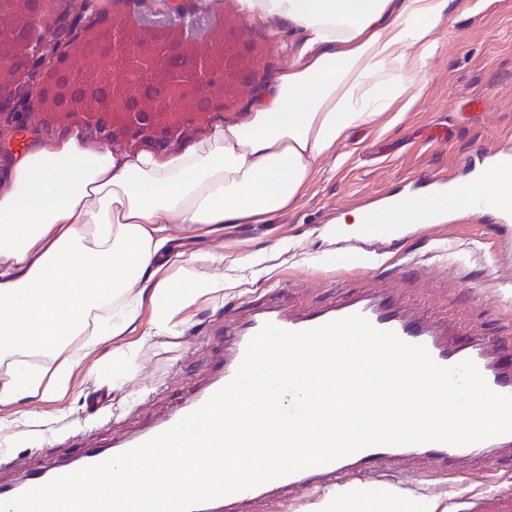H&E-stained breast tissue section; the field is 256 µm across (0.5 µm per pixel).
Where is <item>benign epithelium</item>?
Wrapping results in <instances>:
<instances>
[{"label": "benign epithelium", "instance_id": "7a95c632", "mask_svg": "<svg viewBox=\"0 0 512 512\" xmlns=\"http://www.w3.org/2000/svg\"><path fill=\"white\" fill-rule=\"evenodd\" d=\"M0 0V183L19 138L56 131L53 115L114 146L157 151L237 101L253 46L214 7L163 0Z\"/></svg>", "mask_w": 512, "mask_h": 512}]
</instances>
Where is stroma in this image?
<instances>
[{"mask_svg": "<svg viewBox=\"0 0 512 512\" xmlns=\"http://www.w3.org/2000/svg\"><path fill=\"white\" fill-rule=\"evenodd\" d=\"M238 6L239 0H223L221 8L241 39L255 47L259 63L250 84L262 95L288 61L292 34L287 25L242 17ZM438 38L417 105L400 120L387 113L353 130L317 162L291 208L258 224L227 226L220 237L187 231L176 239L179 251L223 252V300L192 309L178 337L147 350L124 388L112 386L111 347L90 355L66 397V413L46 417L41 437L0 445V459L12 461L0 468L1 485L20 481L44 455L69 459L65 440L71 434L108 448L118 434L164 417L204 383L213 356L208 345L227 316L270 289L287 288L288 309L298 313L333 297L385 288L416 318L449 327L458 345L512 331V220L486 211H448L438 223L406 225L398 242L348 222L352 213L379 205L382 196L425 194L420 180L426 174L445 173L463 183L489 167L496 153L512 151V0H484L480 11L453 16ZM344 250L364 253L369 261L361 270L341 271L331 260ZM257 251L266 252L268 261L248 267L246 257ZM100 390L111 399L91 409ZM113 414L118 427L103 425ZM399 467L421 475L407 485V494L436 498L442 512H480V502L512 491L507 452L444 471L425 459H407Z\"/></svg>", "mask_w": 512, "mask_h": 512, "instance_id": "obj_1", "label": "stroma"}]
</instances>
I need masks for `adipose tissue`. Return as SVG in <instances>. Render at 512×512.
Instances as JSON below:
<instances>
[{"mask_svg": "<svg viewBox=\"0 0 512 512\" xmlns=\"http://www.w3.org/2000/svg\"><path fill=\"white\" fill-rule=\"evenodd\" d=\"M452 2L240 0L248 18L294 34L247 123L165 154L94 149L79 129L32 142L0 192V406H59L107 342L112 385L123 387L146 350L178 336L185 313L224 295L223 253L176 251L178 234L219 235L288 209L350 131L394 105L410 110ZM350 491L337 486L314 512H437L390 486Z\"/></svg>", "mask_w": 512, "mask_h": 512, "instance_id": "1", "label": "adipose tissue"}]
</instances>
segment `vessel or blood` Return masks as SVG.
Here are the masks:
<instances>
[{
	"label": "vessel or blood",
	"instance_id": "1",
	"mask_svg": "<svg viewBox=\"0 0 512 512\" xmlns=\"http://www.w3.org/2000/svg\"><path fill=\"white\" fill-rule=\"evenodd\" d=\"M462 208L472 212L485 209L496 210L504 217H512V202L495 193L486 194L479 201L463 203ZM398 214V206L393 205L370 210L368 217L371 224H374L377 234L389 236L396 230L395 220ZM354 314L362 315L375 328L393 332L406 342L424 345L432 359L440 365L453 366L468 359L472 360L493 391L512 395V373L502 371L494 358L500 346L499 340H480L464 349L454 347L441 340L436 329L408 316L393 298L379 292L346 301L332 300L318 308L292 314L289 313L280 292L273 291L250 301L245 312L233 319L230 327L225 329L226 340L221 343L219 356L210 368V376L200 389L146 431L122 437L109 448L80 446L70 460V468L78 470L135 448L201 407L214 393L232 380L243 360L248 343L264 324L270 323L286 331L299 332ZM511 447L512 434L497 436L468 446L442 443L410 447L373 446L334 462L206 502L200 505L196 512H226L228 506L239 503H258L263 501L267 494L273 492L280 494L282 501L287 502L318 488L344 481L360 480L369 475L383 477L394 475L402 482L412 483L417 481V474L400 470L398 467L399 462L407 457L425 456L438 466L444 467L457 458H480L490 449ZM67 469L59 466L55 460H46L40 467L29 472L19 485H0V500H6L45 485L65 475Z\"/></svg>",
	"mask_w": 512,
	"mask_h": 512
}]
</instances>
